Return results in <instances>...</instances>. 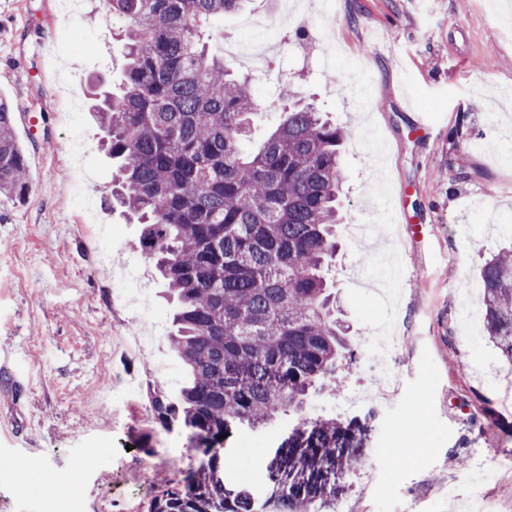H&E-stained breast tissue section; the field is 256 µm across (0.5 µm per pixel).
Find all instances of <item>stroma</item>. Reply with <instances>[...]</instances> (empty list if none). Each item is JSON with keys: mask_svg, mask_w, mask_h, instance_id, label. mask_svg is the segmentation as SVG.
<instances>
[{"mask_svg": "<svg viewBox=\"0 0 512 512\" xmlns=\"http://www.w3.org/2000/svg\"><path fill=\"white\" fill-rule=\"evenodd\" d=\"M61 23L57 0H0V98L37 115L22 119L30 190L0 194V512H142L157 478L193 467L185 433L151 418L153 392L175 394L184 366L169 343L171 303L138 248L140 225L98 206L112 231V261L145 286L164 320L149 357L123 356L113 338L137 316L113 299L98 253L68 191L84 169L109 186L112 166L85 94L89 76L118 82L124 21L102 0ZM281 20L280 49L253 84L255 135L278 115V82L346 126L337 315L351 357L335 383L312 395L313 418L373 414L371 442L350 477L347 512H455L449 487L512 512V363L484 333L482 263L512 227V34L490 0H297ZM310 22L299 36V18ZM368 80L364 110L342 94ZM84 139L74 148L73 133ZM418 223H398L397 210ZM394 254L392 275L371 251ZM402 347L392 400L370 394L385 371L369 351L384 320ZM287 420L240 428L227 441L230 481L263 488L264 465ZM87 472L71 484L74 466Z\"/></svg>", "mask_w": 512, "mask_h": 512, "instance_id": "1", "label": "stroma"}]
</instances>
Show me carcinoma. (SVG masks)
I'll use <instances>...</instances> for the list:
<instances>
[{
  "instance_id": "carcinoma-1",
  "label": "carcinoma",
  "mask_w": 512,
  "mask_h": 512,
  "mask_svg": "<svg viewBox=\"0 0 512 512\" xmlns=\"http://www.w3.org/2000/svg\"><path fill=\"white\" fill-rule=\"evenodd\" d=\"M245 0H104L127 21L121 92L94 116L117 165L111 201L143 225L139 247L177 301L171 344L187 368L152 411L185 432L197 466L158 485L143 512H329L361 461L364 419L309 418L304 401L337 379L349 343L324 269L336 256L346 132L293 86L274 130L244 149L258 104L205 41ZM13 115L0 99V193L29 191ZM489 339L512 364V249L481 267ZM296 422L257 498L224 479L223 434L281 415Z\"/></svg>"
}]
</instances>
